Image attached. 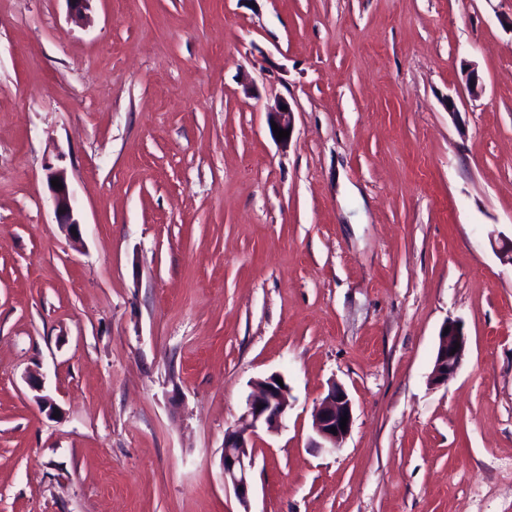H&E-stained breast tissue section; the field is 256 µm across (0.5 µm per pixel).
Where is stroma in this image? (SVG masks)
<instances>
[{"label": "stroma", "instance_id": "1", "mask_svg": "<svg viewBox=\"0 0 512 512\" xmlns=\"http://www.w3.org/2000/svg\"><path fill=\"white\" fill-rule=\"evenodd\" d=\"M510 240L512 0H0V512H512ZM48 171L47 179L52 193V202L57 221L59 224H66L72 230L78 232L80 223L74 217L69 187L65 176L61 170H53V167L48 168ZM53 179H59V182L62 183V189H57L52 186ZM446 327H449L448 333H445ZM455 342L459 343V348L455 354H451V350L455 348ZM466 348L467 338L460 324L455 321H447L439 334L432 379L437 382H448V378L454 376L461 368ZM283 381L284 388L276 382ZM256 390L249 396L241 425L224 433L222 472L224 487L232 488L242 505H248L251 494V470L254 466L251 437L258 426L268 431L278 430L288 412V386L278 374L257 380ZM257 405H263L258 409ZM231 460V463H228ZM347 415L346 432L341 429V417ZM353 424V405L346 390L332 383L327 394L315 405L312 412V429L318 440L314 441L317 448L338 449L349 435ZM335 427L337 434L330 428Z\"/></svg>", "mask_w": 512, "mask_h": 512}]
</instances>
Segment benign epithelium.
I'll return each instance as SVG.
<instances>
[{"label":"benign epithelium","instance_id":"obj_1","mask_svg":"<svg viewBox=\"0 0 512 512\" xmlns=\"http://www.w3.org/2000/svg\"><path fill=\"white\" fill-rule=\"evenodd\" d=\"M294 111L286 99H280L268 112V121L274 122L283 130H293ZM48 180L57 179L62 188H51L52 202L58 223L66 224L71 229L79 228V221L74 217L69 187L62 171L48 168ZM449 331H440L439 344L432 372V379L446 382L461 368L467 348V338L459 323H445ZM278 375L272 374L256 381V390L249 396L246 411L242 415L241 425L224 432V453L222 472L224 487L233 490L239 502L249 506L251 494V470L254 457L250 441L260 426L275 431L282 425L288 412V388L276 382ZM348 417L346 429H341V417ZM353 424V405L346 390L333 383L327 394L315 405L312 412V429L317 440V448L336 450L341 447L351 431ZM337 433H332L330 428Z\"/></svg>","mask_w":512,"mask_h":512}]
</instances>
